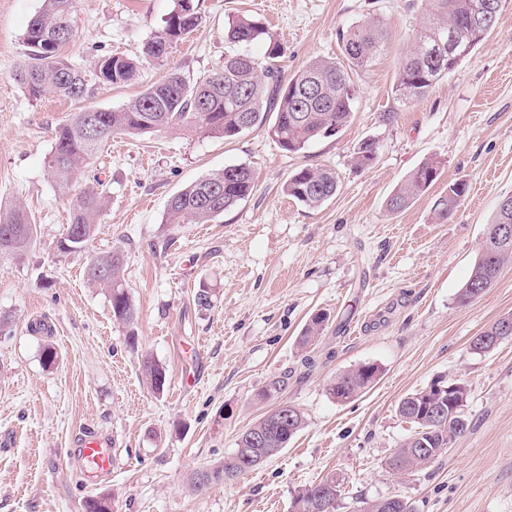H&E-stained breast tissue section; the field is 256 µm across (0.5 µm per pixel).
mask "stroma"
<instances>
[{
	"instance_id": "stroma-1",
	"label": "stroma",
	"mask_w": 512,
	"mask_h": 512,
	"mask_svg": "<svg viewBox=\"0 0 512 512\" xmlns=\"http://www.w3.org/2000/svg\"><path fill=\"white\" fill-rule=\"evenodd\" d=\"M194 0L201 22L132 83L90 97L30 98L15 81L23 36L42 0H0V204H21L37 226L22 256H0V512H86L106 498L112 512H293L306 486L335 477V512L395 494L414 512H512V338L474 352L471 343L512 314V262L481 297L462 304L484 227L512 195V0H503L487 40L420 100L392 94L398 58L411 46L423 0ZM174 0H78L70 61L93 75L107 54L140 55ZM261 21L292 75L315 58L343 61L338 33L380 17V54L352 69L355 110L339 134L292 154L268 127L221 139L163 129L114 135L77 171L68 192L48 172L55 130L86 108L118 110L168 72L194 82L240 47L229 18ZM267 45L240 49L263 59ZM397 113L392 123L384 113ZM366 139L377 158L357 168ZM441 161L437 183L408 209L386 201L422 162ZM245 164L256 174L246 200L208 224H170L169 199L203 176ZM304 166L339 176L335 197L309 208L283 185ZM463 180L468 193L445 224L431 220L437 196ZM108 200L87 249L57 248L73 202L95 182ZM124 253L123 283L137 311L138 342L113 321L106 290L89 286L92 254ZM207 291L209 305L195 301ZM330 322L309 345L316 312ZM52 346L53 365L42 352ZM163 366V394L149 387L143 357ZM380 372L346 402L328 387L357 365ZM277 397L261 392L274 379ZM469 389L466 431L432 463L395 476L387 461L413 433L397 406L438 379ZM305 426L273 458L236 480L195 492L197 470L223 463L239 434L278 403ZM84 436L112 441V471L81 465Z\"/></svg>"
}]
</instances>
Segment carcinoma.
<instances>
[{"label":"carcinoma","instance_id":"obj_1","mask_svg":"<svg viewBox=\"0 0 512 512\" xmlns=\"http://www.w3.org/2000/svg\"><path fill=\"white\" fill-rule=\"evenodd\" d=\"M483 0H425L421 26L415 31L412 46L400 58L393 82L395 98L401 102L421 99L447 77L472 51L484 42L496 20L475 27L473 17ZM75 0H43L42 8L29 21L24 44L29 48L28 60L15 77L28 95L37 98L52 90L67 99L87 97L90 86L85 74L69 63L62 48L71 38L55 37L58 30L73 31ZM200 17L193 0H176L165 25L144 44L145 60L159 61L172 44L182 41L195 30ZM463 36L465 51L448 57V35ZM387 38L383 20L370 17L339 32L344 66L332 59L308 62L288 79H283L278 65L280 44L262 24L246 17L228 20L227 39L249 44L265 40L268 47L264 61L247 53L224 56V66L217 72L191 84L181 74L170 72L119 110H98V127L88 130L85 122L89 111L77 113L57 127L49 161L50 174L60 192L68 190L75 172L96 158L120 133L138 134L160 128L199 129L215 137H234L244 131L242 119L250 118V127L262 126L269 114H275L270 132L279 147L289 153H300L320 139L335 136L350 122L356 92L348 69L367 66L381 51ZM137 62L122 55L100 58L95 76L103 85L125 84L137 75ZM377 158V145L372 139L361 142L354 162L359 168L372 165ZM441 162L428 159L411 171L387 199L393 213L409 207L437 181ZM255 187L254 170L245 164L229 165L191 183L174 195L167 207L168 224H206L248 198ZM339 188L336 171L327 167L305 166L293 173L284 184V192L309 208H316L334 197ZM467 184L459 180L448 185V194L438 197L432 207V219L446 224L456 214ZM105 205V195L96 188L80 195L70 212L65 236L58 241L64 253L83 250L96 231L97 218ZM37 227L21 205L0 207V254L21 255L31 248ZM512 259V204L497 208L485 225L480 247L470 273L458 293L465 304L480 297L496 281L503 265ZM124 256L119 250L90 257L85 276L88 284L109 291L112 318L127 329L130 344L137 340V314L123 286L121 271ZM512 315L497 320L472 342L478 353L494 349V340H503L512 332H502L504 322ZM329 322L323 312L313 314L300 339L306 346L319 336ZM146 380L160 393L166 384V370L154 360H143ZM378 368L360 365L338 375L329 384V393L345 402L363 393L373 383ZM469 390L459 380L435 381L430 392L423 390L405 396L398 404L401 417L412 422L416 431L405 439L388 462L397 473L412 472L434 460L448 448L452 440L467 428L464 407ZM440 408L450 414L448 422L438 423L433 413ZM304 416L289 408V419L276 423L266 417L247 428L238 438L234 454L224 463L211 468L216 482L226 483L253 470L288 446L303 428ZM263 434L266 441L257 444L253 438ZM332 487L333 512L340 495L336 480L326 478L304 488L294 500L295 512H310L316 502L326 498L324 489Z\"/></svg>","mask_w":512,"mask_h":512}]
</instances>
